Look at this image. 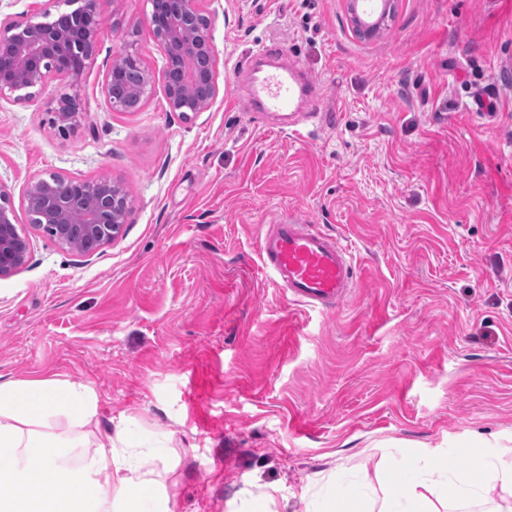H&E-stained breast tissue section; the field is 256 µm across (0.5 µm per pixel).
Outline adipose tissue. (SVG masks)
Instances as JSON below:
<instances>
[{"mask_svg": "<svg viewBox=\"0 0 512 512\" xmlns=\"http://www.w3.org/2000/svg\"><path fill=\"white\" fill-rule=\"evenodd\" d=\"M97 399L84 384L57 379H0V512H172L168 478L177 463L132 467L125 421L100 428ZM78 431L81 463L65 462L59 429ZM415 461L377 471L366 493H350L342 508L323 512H450L458 499L486 500L487 512H512V467L487 452L466 470L437 482L418 478Z\"/></svg>", "mask_w": 512, "mask_h": 512, "instance_id": "adipose-tissue-1", "label": "adipose tissue"}]
</instances>
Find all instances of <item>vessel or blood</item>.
<instances>
[{
  "instance_id": "b4317fda",
  "label": "vessel or blood",
  "mask_w": 512,
  "mask_h": 512,
  "mask_svg": "<svg viewBox=\"0 0 512 512\" xmlns=\"http://www.w3.org/2000/svg\"><path fill=\"white\" fill-rule=\"evenodd\" d=\"M313 81L298 67L264 73L250 95V105L261 112H289L298 100H315ZM262 262L293 300L311 307H340L354 292L347 247L305 220L283 217L265 225L259 237Z\"/></svg>"
}]
</instances>
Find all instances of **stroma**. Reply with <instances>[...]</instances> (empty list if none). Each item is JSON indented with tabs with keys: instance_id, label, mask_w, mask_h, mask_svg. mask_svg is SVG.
<instances>
[{
	"instance_id": "stroma-1",
	"label": "stroma",
	"mask_w": 512,
	"mask_h": 512,
	"mask_svg": "<svg viewBox=\"0 0 512 512\" xmlns=\"http://www.w3.org/2000/svg\"><path fill=\"white\" fill-rule=\"evenodd\" d=\"M78 87L0 99V182L30 243L0 277V375L89 385L175 458L173 512H315L419 448L503 449L512 465V0H396L359 37L347 0H216L219 93L170 111L148 0H99ZM155 76L113 110L122 34ZM317 84L318 125L249 109L257 47ZM56 173L112 180L131 206L92 256L32 228L23 191ZM294 214L338 238L359 282L340 308L291 300L262 270L261 225Z\"/></svg>"
}]
</instances>
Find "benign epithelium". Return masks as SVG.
<instances>
[{
  "label": "benign epithelium",
  "instance_id": "benign-epithelium-1",
  "mask_svg": "<svg viewBox=\"0 0 512 512\" xmlns=\"http://www.w3.org/2000/svg\"><path fill=\"white\" fill-rule=\"evenodd\" d=\"M80 6L55 17L44 12L46 21L19 23L0 18V99L23 90L44 88L58 82L56 120L61 131L74 127L80 118L79 104L70 93L91 60L105 19L98 0H77ZM201 0H150V21L157 41L170 54H180L193 64L173 73L163 70L164 91L172 112H203L218 95L217 55L210 24L199 23ZM377 16L359 12V0L349 2L356 32L376 36L393 10L394 0H378ZM142 71L137 92L145 96L154 76L141 66L139 57L121 48L106 69L105 86H110L120 69ZM24 203L32 226L51 230L62 246L80 239L92 255L121 233L128 211L125 190L110 180H79L51 174L32 181L24 191ZM81 217L82 223L72 219ZM28 239L15 224L10 188L0 182V276L25 261Z\"/></svg>",
  "mask_w": 512,
  "mask_h": 512
}]
</instances>
